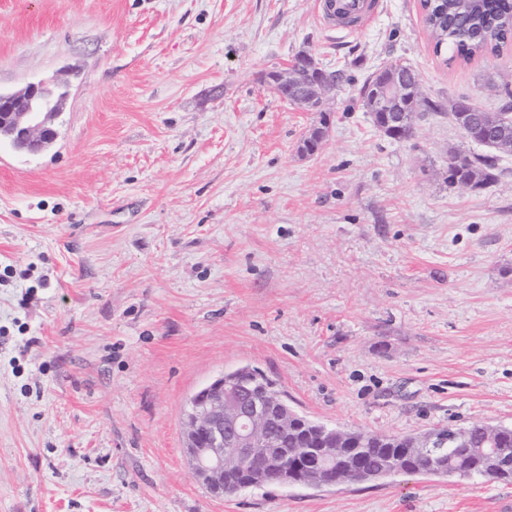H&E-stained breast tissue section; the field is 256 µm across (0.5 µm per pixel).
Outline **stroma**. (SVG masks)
<instances>
[{"label": "stroma", "instance_id": "obj_1", "mask_svg": "<svg viewBox=\"0 0 512 512\" xmlns=\"http://www.w3.org/2000/svg\"><path fill=\"white\" fill-rule=\"evenodd\" d=\"M343 70L318 114L261 81L299 52ZM440 104L405 141L359 91L382 64ZM64 83L56 144L0 146V512H512V483L389 476L212 497L182 410L225 370L308 418L417 435L512 427V154L451 103L494 111L512 47L437 58L418 0L353 30L315 0H0V90ZM468 160L461 168L457 169V174L461 180L471 181L476 178L480 188L490 184L495 179L493 171L496 170L497 158L486 154L465 155ZM458 175L452 168H448V183L451 186L462 187L474 190L472 182L468 184L460 182Z\"/></svg>", "mask_w": 512, "mask_h": 512}]
</instances>
